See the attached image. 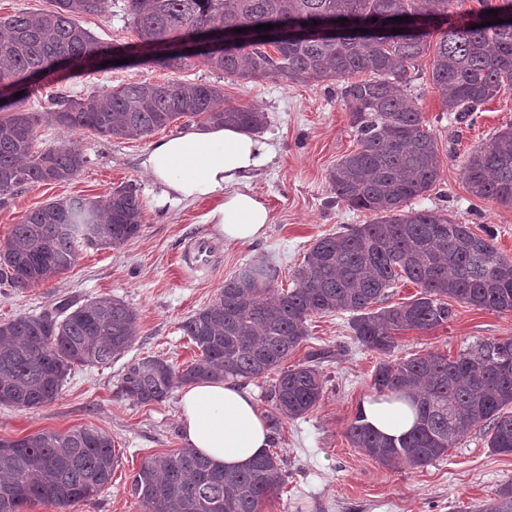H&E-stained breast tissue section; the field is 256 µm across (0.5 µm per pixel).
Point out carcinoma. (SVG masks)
<instances>
[{
	"instance_id": "obj_1",
	"label": "carcinoma",
	"mask_w": 512,
	"mask_h": 512,
	"mask_svg": "<svg viewBox=\"0 0 512 512\" xmlns=\"http://www.w3.org/2000/svg\"><path fill=\"white\" fill-rule=\"evenodd\" d=\"M53 2L48 12L0 17L7 38L0 45V194L66 182L84 168L86 157L71 146L38 148L45 120L105 138L147 136L181 117L263 129L266 113L225 102L223 88L208 83L130 81L104 100L61 98L46 112L25 107L45 76L75 75L90 62L127 59V68L171 70L196 59L233 78L343 82L359 150L336 162L329 183L337 199L374 215L369 224L318 239L286 292L275 287V266H244L181 326L200 358L182 370L155 356L137 359L122 376L124 395L162 402L199 381H253L276 371L274 408L299 418L320 403L326 383L321 351L285 365L307 339L313 314H351L353 338L387 354L395 332L448 323L450 299L512 312V262L497 255L492 233L483 237L434 210L403 211L436 184L440 157L422 112L399 90L432 48L431 78L444 106L461 122L481 111L512 86V0H478L480 8L461 22L450 19L455 0H125L139 38L133 46H102L73 21L101 12L105 0ZM259 24L274 28L254 29ZM206 34L224 37V48L190 50ZM464 169L475 197L512 206V127L471 152ZM141 218L138 196L126 186L102 200L49 202L15 225L0 248V282L26 288L49 280L74 265L77 243L119 247L138 236ZM400 279L415 284L419 296L385 306ZM138 334L137 313L118 297H66L50 310L1 322L0 404L30 409L55 401L74 367L111 362ZM372 382L378 396L417 404L416 427L399 439L380 434L360 413L348 427L351 445L389 469L424 467L477 426L488 428L494 452L512 449L511 337L454 358L430 352L384 360ZM116 463L112 438L95 428L0 439V512L88 500L108 486ZM287 478L286 461L274 452L228 471L183 448L148 461L132 489L144 512H261ZM485 512H512V483Z\"/></svg>"
}]
</instances>
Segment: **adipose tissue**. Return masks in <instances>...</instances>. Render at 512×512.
Segmentation results:
<instances>
[{
    "mask_svg": "<svg viewBox=\"0 0 512 512\" xmlns=\"http://www.w3.org/2000/svg\"><path fill=\"white\" fill-rule=\"evenodd\" d=\"M273 157L259 136L233 126L207 124L154 141L141 165L150 179V205L159 214L186 202L210 200L207 220L225 242L262 238L269 211L250 181ZM180 432L187 447L227 470L247 467L270 446L266 420L248 390L230 380L187 386L180 398ZM364 420L383 435L399 438L416 422L405 402L373 397L362 406Z\"/></svg>",
    "mask_w": 512,
    "mask_h": 512,
    "instance_id": "adipose-tissue-1",
    "label": "adipose tissue"
}]
</instances>
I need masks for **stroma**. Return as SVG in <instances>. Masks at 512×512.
<instances>
[{
  "instance_id": "obj_1",
  "label": "stroma",
  "mask_w": 512,
  "mask_h": 512,
  "mask_svg": "<svg viewBox=\"0 0 512 512\" xmlns=\"http://www.w3.org/2000/svg\"><path fill=\"white\" fill-rule=\"evenodd\" d=\"M77 22L104 46L137 40L124 0H106L101 13L78 16ZM431 62L427 55L411 67L413 79L403 92L422 112L437 141L440 178L409 206L448 214L477 233L491 230L498 255L512 260V207L473 196L464 174L469 154L512 125V89L490 101L474 123H458L449 120L431 82ZM133 80L214 84L223 88L227 102L266 112L262 135L273 146L274 157L252 180L251 188L267 207L270 224L263 239L228 245L206 221L210 202L189 203L164 216L151 208L142 157L153 139L184 133L193 127V120L180 119L150 137L118 139L50 122L39 126L40 148L65 142L83 152L88 163L68 182L23 185L0 195V245L15 224L52 201L99 200L127 185L135 189L142 205V229L125 245L81 248L64 274L27 288L0 284V322L40 313L67 296L78 300L116 296L138 314L140 333L128 351L106 366L76 367L56 401L34 409L0 404L2 439L82 427L111 436L119 457L111 483L69 512H144L131 490L134 475L147 459L176 453L184 446L179 394L151 404L123 396L120 382L129 362L156 356L176 367L191 364L197 352L180 326L216 298L227 278L244 265L269 263L279 271L277 288H293L318 238L373 219L371 212L339 201L329 184L336 161L357 148L337 80L233 79L200 62L182 70L91 66L77 76H46L39 96L30 98L27 106L39 112L48 96H101ZM200 239L212 250L203 268L192 259L193 246ZM451 307L454 316L448 324L429 332L398 331L394 348L386 354L353 339L349 314L312 316L309 336L291 360L296 363L308 353L326 352L320 365L327 378L325 394L308 414L280 418L275 450L287 461L288 482L262 512H480L501 486L512 482V454L492 452L483 427L420 468L383 467L353 448L347 438L363 401L374 394L372 375L380 361L430 352L454 357L472 344L512 337V312L478 310L456 301Z\"/></svg>"
}]
</instances>
